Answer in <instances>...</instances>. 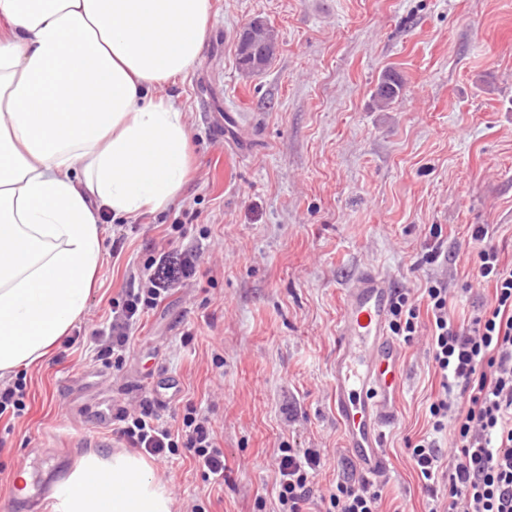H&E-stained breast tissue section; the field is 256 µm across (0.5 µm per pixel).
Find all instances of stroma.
Wrapping results in <instances>:
<instances>
[{
  "instance_id": "1",
  "label": "stroma",
  "mask_w": 512,
  "mask_h": 512,
  "mask_svg": "<svg viewBox=\"0 0 512 512\" xmlns=\"http://www.w3.org/2000/svg\"><path fill=\"white\" fill-rule=\"evenodd\" d=\"M258 17L278 49L249 77L237 38ZM387 70L404 89L382 110ZM167 91L191 131V177L164 212L104 218L79 340L27 368L24 415L0 420V508L19 472L33 491L70 475L106 401H148L169 426L190 405L211 421L223 485L186 451L152 465L172 512H279L284 446L319 449L326 490L349 456L329 376L346 289L369 269L415 300L440 281L460 322L490 298L472 225L512 260V0H211L202 59ZM434 224L445 255L429 264ZM198 244L196 276L144 317L122 364L100 359L113 298L161 250ZM402 366L384 508L428 512L407 450L438 387L425 338L404 346ZM163 377L178 386L154 395Z\"/></svg>"
}]
</instances>
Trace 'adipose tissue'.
Wrapping results in <instances>:
<instances>
[{"instance_id":"adipose-tissue-1","label":"adipose tissue","mask_w":512,"mask_h":512,"mask_svg":"<svg viewBox=\"0 0 512 512\" xmlns=\"http://www.w3.org/2000/svg\"><path fill=\"white\" fill-rule=\"evenodd\" d=\"M210 0H0V379L43 361L83 315L102 213L166 209L189 131L164 86L194 68ZM61 512H171L147 463L81 457Z\"/></svg>"}]
</instances>
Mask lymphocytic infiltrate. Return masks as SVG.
<instances>
[{
  "instance_id": "1",
  "label": "lymphocytic infiltrate",
  "mask_w": 512,
  "mask_h": 512,
  "mask_svg": "<svg viewBox=\"0 0 512 512\" xmlns=\"http://www.w3.org/2000/svg\"><path fill=\"white\" fill-rule=\"evenodd\" d=\"M489 230L474 225L471 237L481 242L477 276L491 290L490 300L467 322L448 313V289L433 282L424 289L425 305L397 294L390 309L393 335L411 343L421 316L430 323L429 354L439 377V390L428 406L429 430L408 454L432 503L430 512H512V264L502 263L495 247L486 245ZM168 253L154 260L144 287L125 289L112 306L106 354L125 352L142 316L157 308L171 283L162 271ZM116 436L154 460H165L185 448L192 452L205 478L224 481L226 462L208 417L197 410L184 415L181 429L159 422L150 406L140 411L116 409ZM450 437L451 461H444L440 439ZM320 453L281 449L275 491L281 512H308L315 499L314 479ZM383 483L346 478L329 493V512H380Z\"/></svg>"
}]
</instances>
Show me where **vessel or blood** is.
I'll list each match as a JSON object with an SVG mask.
<instances>
[{"instance_id": "1", "label": "vessel or blood", "mask_w": 512, "mask_h": 512, "mask_svg": "<svg viewBox=\"0 0 512 512\" xmlns=\"http://www.w3.org/2000/svg\"><path fill=\"white\" fill-rule=\"evenodd\" d=\"M393 290L375 270L348 289L331 368L332 403L346 446L366 476L383 472L382 433L396 418L402 350L388 331Z\"/></svg>"}]
</instances>
